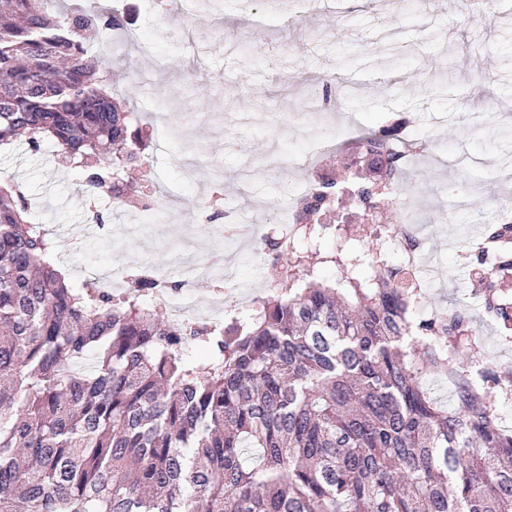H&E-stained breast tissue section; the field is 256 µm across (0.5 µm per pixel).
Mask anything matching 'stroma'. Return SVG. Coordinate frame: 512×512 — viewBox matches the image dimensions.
I'll return each mask as SVG.
<instances>
[{
  "instance_id": "1",
  "label": "stroma",
  "mask_w": 512,
  "mask_h": 512,
  "mask_svg": "<svg viewBox=\"0 0 512 512\" xmlns=\"http://www.w3.org/2000/svg\"><path fill=\"white\" fill-rule=\"evenodd\" d=\"M257 2L209 0L199 12L191 0L151 9L128 0L125 18L138 41L86 34L114 73L113 98L151 137L129 178L163 207L137 246L111 198L85 195L80 171L62 166L54 150L0 152V181L22 187L78 280L90 267L145 260L175 281L184 260L227 261L243 289L264 297L266 254L209 235L195 212L167 222L165 202L180 195L244 220L272 213L294 175L287 167L272 175L273 161L335 123L351 120L362 131L399 125L467 160L421 179L419 238L430 269L421 312L466 311L476 344L501 373L512 372V342L472 293L478 263L458 251L495 221L491 201L512 193V0H320L304 14L294 0H270L264 23L245 25ZM321 76L327 89H314ZM191 157L216 163L193 186L181 175Z\"/></svg>"
}]
</instances>
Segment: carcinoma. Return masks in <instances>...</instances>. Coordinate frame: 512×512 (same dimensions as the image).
<instances>
[{
	"label": "carcinoma",
	"instance_id": "cac0c4a2",
	"mask_svg": "<svg viewBox=\"0 0 512 512\" xmlns=\"http://www.w3.org/2000/svg\"><path fill=\"white\" fill-rule=\"evenodd\" d=\"M125 24L106 7L0 0V149L51 143L87 194L152 208L123 178L142 130L85 40ZM370 147L388 171L370 200L374 181L350 186L362 205L390 195L401 159L386 129ZM341 207L312 187L308 248L263 241L275 295L213 330L173 326L142 300L145 278L118 298L72 280L0 184V512H512V431L497 423L512 383L491 363L474 382L470 316L414 317L422 289L373 266L351 225L343 248H321V217ZM508 237L511 223L487 229ZM480 283L483 312L511 331L512 297Z\"/></svg>",
	"mask_w": 512,
	"mask_h": 512
}]
</instances>
